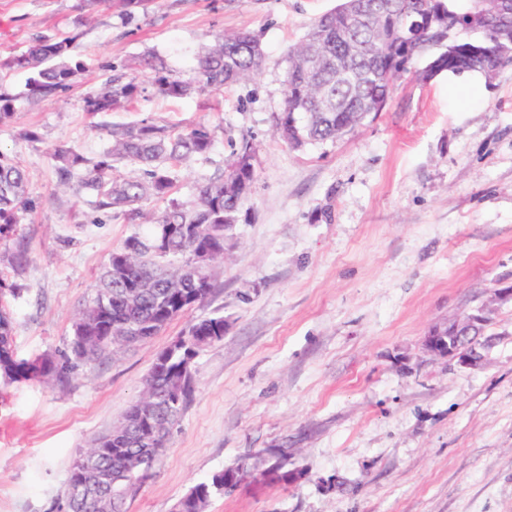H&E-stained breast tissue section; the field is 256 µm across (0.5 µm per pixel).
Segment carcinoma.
Segmentation results:
<instances>
[{
    "mask_svg": "<svg viewBox=\"0 0 512 512\" xmlns=\"http://www.w3.org/2000/svg\"><path fill=\"white\" fill-rule=\"evenodd\" d=\"M433 18L421 42L411 43L410 25L417 10ZM454 28L461 43H479L487 55L479 68L499 69L512 63V0H454ZM448 35V5L445 0H340L333 10L316 18L304 37L288 49L283 111L275 119L282 140L299 147L308 143L334 142L382 111L398 78L408 71L414 57L433 53L437 58L453 47ZM72 38L37 36L29 49L0 63L9 69L29 73L27 99L41 103L56 98L70 87L85 64L72 62ZM264 52L249 30L218 35L198 55L196 80L174 78L164 63L147 55L138 66L152 72L150 89L161 98H188L205 89L254 81L259 75ZM141 88L124 73H113L96 92L85 97L84 111L91 114L124 107ZM16 98L0 90V125L9 122ZM112 145L100 160L88 167L79 149L72 145L55 148L53 159L62 180L81 176V184L95 196L98 210L115 211L129 220H142L154 228L145 236L129 238L123 248L130 250L125 270L107 265L84 310L72 325L67 352L59 357L34 360L17 358L13 348L8 313L0 307V376L6 380L48 384L68 379L76 368L90 365L135 333L151 340L172 320L203 302L213 283L210 266L224 258V240L231 238L240 208L251 192L257 164L253 143L242 139L224 168V175L200 187L189 203L171 202L157 218L151 219L140 203L164 198L173 178L167 162H186L203 157L213 146L204 127L173 131L148 121L110 131ZM130 162L138 171L115 178V165ZM28 175L9 156L0 153V236L13 231L28 209ZM167 243L169 253L185 256L177 267L157 263L154 247ZM224 316L197 320L187 337L209 346L224 339ZM199 348L175 350L168 364L154 363L145 377L140 400L150 394L154 416L174 425L184 402L191 396L193 381L183 373L187 361ZM144 408L133 404L112 432L96 438L100 449L92 469L76 460L63 495L55 505L69 500L71 488L85 482L89 489L99 483L108 487L105 497L94 498V512H124L128 495L148 480L159 462L142 457V449L164 447L168 435H154L144 420ZM240 479L235 471L226 479L224 471L191 486L181 497L184 512H205L211 498L232 489Z\"/></svg>",
    "mask_w": 512,
    "mask_h": 512,
    "instance_id": "obj_1",
    "label": "carcinoma"
}]
</instances>
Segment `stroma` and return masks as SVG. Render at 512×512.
<instances>
[{"label":"stroma","mask_w":512,"mask_h":512,"mask_svg":"<svg viewBox=\"0 0 512 512\" xmlns=\"http://www.w3.org/2000/svg\"><path fill=\"white\" fill-rule=\"evenodd\" d=\"M338 0H0V59L39 33L72 37L85 70L47 103L24 101L28 75L0 70L17 96L0 152L29 175L30 209L0 239V300L17 357L62 354L110 254L146 232L115 213L97 217L64 187L58 145L96 159L108 130L149 121L206 127V157L172 164L161 215L221 175L242 138L258 157L251 192L213 267L209 297L149 343L120 347L92 374L63 384L0 381V512H50L77 458L119 423L157 353L198 319L220 315L222 341L192 362L194 391L152 477L126 512H173L196 482L240 461L280 463L293 482L252 471L207 512H512V305L488 329L476 368L427 355L429 327L512 285V64L488 79L439 75L425 58L382 112L336 142L293 147L273 134L284 105L288 49ZM259 38V78L220 92L165 99L141 92L91 116L83 99L111 68L147 83L132 62L163 57L192 80L215 33ZM25 249L28 264L7 262Z\"/></svg>","instance_id":"1"}]
</instances>
